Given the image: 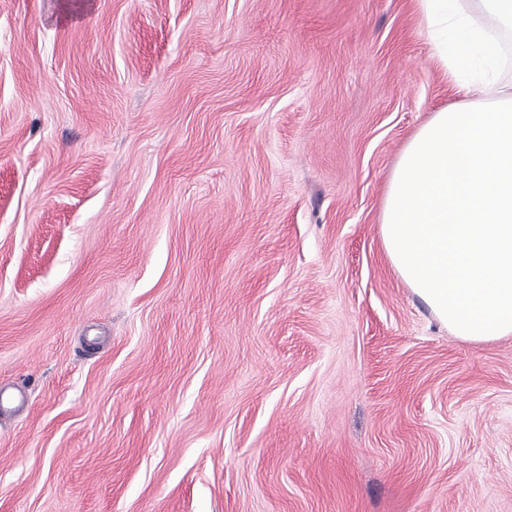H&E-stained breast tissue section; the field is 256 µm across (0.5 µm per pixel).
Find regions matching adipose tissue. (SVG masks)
Returning a JSON list of instances; mask_svg holds the SVG:
<instances>
[{
  "instance_id": "ef3b65f1",
  "label": "adipose tissue",
  "mask_w": 512,
  "mask_h": 512,
  "mask_svg": "<svg viewBox=\"0 0 512 512\" xmlns=\"http://www.w3.org/2000/svg\"><path fill=\"white\" fill-rule=\"evenodd\" d=\"M459 102L433 113L392 172L380 225L389 260L454 335H512V0H416Z\"/></svg>"
}]
</instances>
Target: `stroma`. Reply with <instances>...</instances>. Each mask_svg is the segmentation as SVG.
Segmentation results:
<instances>
[{
	"mask_svg": "<svg viewBox=\"0 0 512 512\" xmlns=\"http://www.w3.org/2000/svg\"><path fill=\"white\" fill-rule=\"evenodd\" d=\"M459 99L414 0H0V512H512L380 233Z\"/></svg>",
	"mask_w": 512,
	"mask_h": 512,
	"instance_id": "obj_1",
	"label": "stroma"
}]
</instances>
